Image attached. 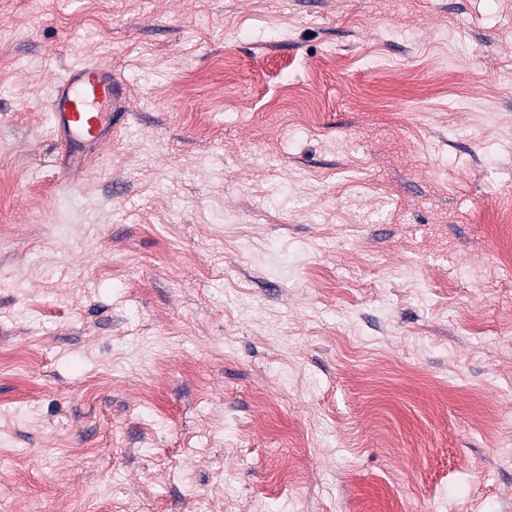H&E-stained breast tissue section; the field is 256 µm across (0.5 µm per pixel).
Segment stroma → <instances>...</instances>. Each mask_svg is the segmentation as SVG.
<instances>
[{
    "label": "stroma",
    "instance_id": "35a3bbf8",
    "mask_svg": "<svg viewBox=\"0 0 512 512\" xmlns=\"http://www.w3.org/2000/svg\"><path fill=\"white\" fill-rule=\"evenodd\" d=\"M510 203L512 0H0V512H512ZM129 88L112 77V67L91 62L70 68L56 82L49 100L50 120L73 165L87 145L112 139L117 115L128 111Z\"/></svg>",
    "mask_w": 512,
    "mask_h": 512
}]
</instances>
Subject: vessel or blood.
Here are the masks:
<instances>
[{
  "label": "vessel or blood",
  "instance_id": "b4317fda",
  "mask_svg": "<svg viewBox=\"0 0 512 512\" xmlns=\"http://www.w3.org/2000/svg\"><path fill=\"white\" fill-rule=\"evenodd\" d=\"M128 103L127 84L103 62L72 67L56 81L48 103L50 120L73 165H80L87 145L111 140L117 116Z\"/></svg>",
  "mask_w": 512,
  "mask_h": 512
}]
</instances>
